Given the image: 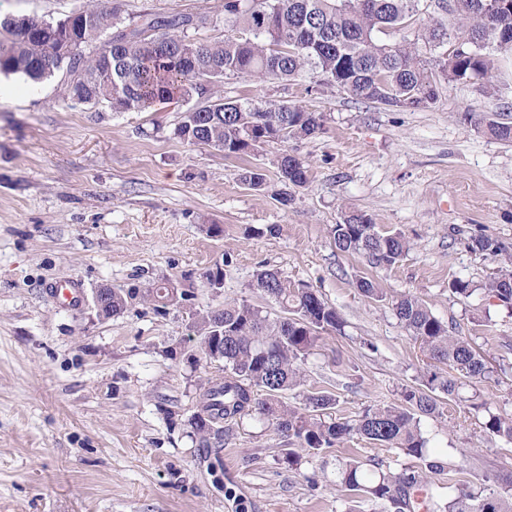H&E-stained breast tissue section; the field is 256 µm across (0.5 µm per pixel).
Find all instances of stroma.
<instances>
[{
    "instance_id": "35a3bbf8",
    "label": "stroma",
    "mask_w": 512,
    "mask_h": 512,
    "mask_svg": "<svg viewBox=\"0 0 512 512\" xmlns=\"http://www.w3.org/2000/svg\"><path fill=\"white\" fill-rule=\"evenodd\" d=\"M85 3L0 0V14L56 20ZM118 6L127 24L145 13H205L213 22L193 38H224V0ZM0 84L10 89L0 95V512H381L337 487L338 460L415 470L420 460L361 440L314 454L254 415L225 424L209 447L191 426L208 381L225 374L223 363L192 360V314L235 299L279 316L252 287L264 267L310 285L345 321L343 334L321 335L286 404L302 407L304 393L323 390L336 398L333 417L352 420L401 403L431 370L390 304L355 288L356 276H368L388 295L424 301L491 369L422 417L429 453L444 463L429 481L444 493L512 473V443L487 433L469 403L512 416V309L449 289L457 278L481 285L512 259V143L465 118L477 110L512 122V56L499 61L495 98L457 83L414 110L356 101L311 70L285 82L227 77L225 100L324 115L317 136L242 158L180 140L185 102L115 112L63 102L54 79ZM284 152L309 169L287 206L274 198L283 187L273 162ZM255 166L267 174L261 192L239 179ZM349 209L404 234L408 254L375 268L337 250L329 229ZM478 237L491 249L472 250ZM223 261V288L203 287V273ZM64 279L81 282L79 307L48 293ZM165 281L190 300L161 308L137 299L97 317L98 288Z\"/></svg>"
}]
</instances>
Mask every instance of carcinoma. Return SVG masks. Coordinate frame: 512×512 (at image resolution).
I'll use <instances>...</instances> for the list:
<instances>
[{
    "instance_id": "1",
    "label": "carcinoma",
    "mask_w": 512,
    "mask_h": 512,
    "mask_svg": "<svg viewBox=\"0 0 512 512\" xmlns=\"http://www.w3.org/2000/svg\"><path fill=\"white\" fill-rule=\"evenodd\" d=\"M420 0H224V40L198 44L188 31L211 23L205 13L145 14L138 23L122 24L111 0L89 4L59 20L29 18L27 35L17 27V17H0V74L17 75L33 84L60 77L64 101L74 104L106 103L114 112H148L161 101L197 99L203 106L185 112L176 128L184 142L204 144L239 157L259 151L274 141L309 138L323 129V115L300 107L267 101L224 100L222 87L228 75L263 81L286 78L307 67L321 75L339 77L346 91L360 102L403 109L434 104L439 91L425 94L435 83L436 71L446 85L480 82L479 91L492 97L499 56L512 54V12L495 11L489 0H453L448 22L425 28L409 39L403 24L417 15ZM91 19L97 37L91 38L83 18ZM459 40L471 46L465 54L440 58L431 52L437 38ZM478 123L500 141L512 142V122L483 116ZM283 185L302 187L308 167L291 154L275 162ZM253 190L266 184L263 168L240 175ZM337 250L356 253L374 266L396 264L409 249L399 233H382L367 214L349 211L330 228ZM171 285L108 290L103 298L105 317L122 313L129 301L174 304L185 293ZM253 288L275 302L282 315L270 318L245 301H229L220 309L195 313L201 336L200 354L224 362L228 374L209 385L193 425L205 441H221L224 422L258 414L296 439L300 447L321 452L358 437L425 462L434 473L444 469L428 453L429 439L420 427V416L439 411V398H457L463 380L486 379L485 359L462 336L451 334L426 304L411 294L391 299L396 318L419 342L430 360L448 366L432 371L424 387L403 393L404 404L366 410L352 421L327 417L336 405L326 391L310 392L303 410L282 401V394L300 384L305 361L323 332L342 333L344 320L303 282H292L273 269H260ZM356 288L375 301L387 300L378 284L361 276ZM452 293L469 299L479 295L512 307V269L477 288L455 279ZM486 432L512 442V417L490 411L485 403ZM338 486L361 492L386 512H426L436 506L437 492L419 472L406 467H383L379 461L356 458L336 466ZM500 489L458 488L448 493L444 512H512V476L493 478Z\"/></svg>"
}]
</instances>
